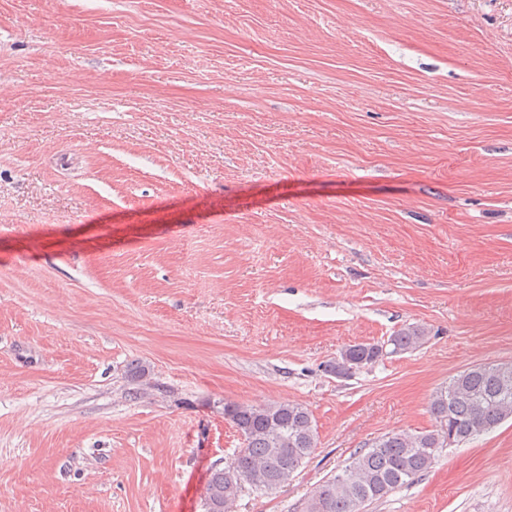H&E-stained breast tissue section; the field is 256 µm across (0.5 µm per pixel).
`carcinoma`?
Listing matches in <instances>:
<instances>
[{"label":"carcinoma","mask_w":512,"mask_h":512,"mask_svg":"<svg viewBox=\"0 0 512 512\" xmlns=\"http://www.w3.org/2000/svg\"><path fill=\"white\" fill-rule=\"evenodd\" d=\"M428 331L408 325L389 338L393 351L425 343ZM429 411L436 429L391 433L320 484L303 512H364L367 504L412 483L439 459L443 449L463 444L512 418V371L484 364L464 370L438 388ZM224 420L239 433L242 447L222 466L210 469L205 512H228L245 488L273 493L291 479L317 447V431L306 407L290 401L261 405L224 402Z\"/></svg>","instance_id":"obj_1"}]
</instances>
